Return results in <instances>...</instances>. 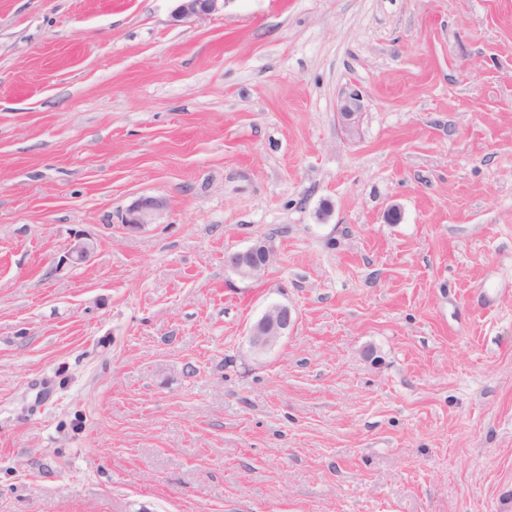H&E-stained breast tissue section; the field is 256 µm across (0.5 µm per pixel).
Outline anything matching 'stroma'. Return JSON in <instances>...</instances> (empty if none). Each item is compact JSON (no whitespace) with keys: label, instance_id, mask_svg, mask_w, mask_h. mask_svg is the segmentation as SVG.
Masks as SVG:
<instances>
[{"label":"stroma","instance_id":"stroma-1","mask_svg":"<svg viewBox=\"0 0 512 512\" xmlns=\"http://www.w3.org/2000/svg\"><path fill=\"white\" fill-rule=\"evenodd\" d=\"M174 7L0 0V512H512V0ZM178 2L172 12L175 22L204 20L231 0H174ZM165 207V201L159 197H141L126 210L122 224L128 230H140L148 224L155 223ZM274 259V251L264 240H258L241 251L227 252L224 265L242 280H254L263 276ZM295 324L296 314L288 303L269 304L248 328L247 339L251 350L255 353L272 350Z\"/></svg>","mask_w":512,"mask_h":512}]
</instances>
